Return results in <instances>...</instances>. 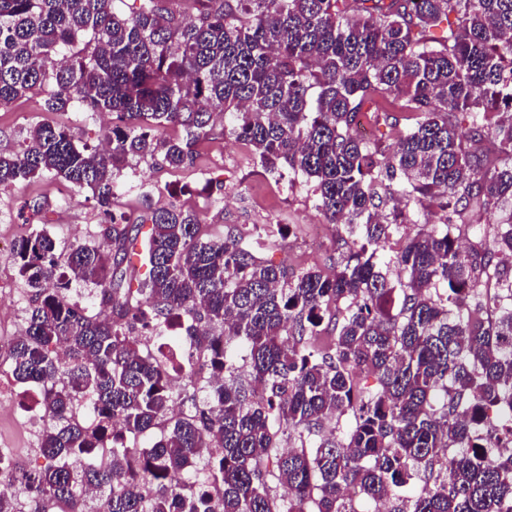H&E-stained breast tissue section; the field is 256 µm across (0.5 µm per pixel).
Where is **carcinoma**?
I'll list each match as a JSON object with an SVG mask.
<instances>
[{"instance_id":"obj_1","label":"carcinoma","mask_w":512,"mask_h":512,"mask_svg":"<svg viewBox=\"0 0 512 512\" xmlns=\"http://www.w3.org/2000/svg\"><path fill=\"white\" fill-rule=\"evenodd\" d=\"M174 2L0 0V107L43 93L117 120L108 152L58 124L0 155V190L50 175L100 216L95 246L61 250L44 227L17 246L28 307L6 373L37 390L43 463L0 449L19 476L0 512H512V0H197L193 19ZM395 110L413 122L394 145L357 134ZM218 112L343 225L333 274L259 258L231 229L207 239L181 205L114 211L123 169L193 163ZM482 138L495 159L468 149ZM411 207L443 228L381 258ZM473 208L493 219L465 222ZM74 281L91 286L79 308ZM182 314L215 375L176 389L165 327Z\"/></svg>"}]
</instances>
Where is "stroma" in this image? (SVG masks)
<instances>
[{"label":"stroma","mask_w":512,"mask_h":512,"mask_svg":"<svg viewBox=\"0 0 512 512\" xmlns=\"http://www.w3.org/2000/svg\"><path fill=\"white\" fill-rule=\"evenodd\" d=\"M43 103V97L35 94L0 108V154L17 152L20 131L35 124L66 125L79 146L105 142L111 119L78 107L64 114L51 112ZM216 181L224 184V202L213 208L208 196L211 183ZM120 183L116 210L139 216L147 196L159 206L175 203L193 208L203 219L206 238L221 239L228 227H237L245 245L257 256L291 270L313 268L328 274L340 257V229L322 223L305 178L265 173L246 147L233 139L214 136L200 147L193 165L179 169L137 164L124 170ZM27 198L46 202L47 209L36 217L34 226L46 228L64 248L84 242L86 225L100 220L84 192L45 176L0 197V242L11 247L17 244L23 229L15 204ZM265 224L283 225L284 231L276 237L260 235ZM36 434V429L26 427L17 416L0 415V448L13 449L18 462L28 469L39 461L38 454L29 448Z\"/></svg>","instance_id":"obj_1"}]
</instances>
